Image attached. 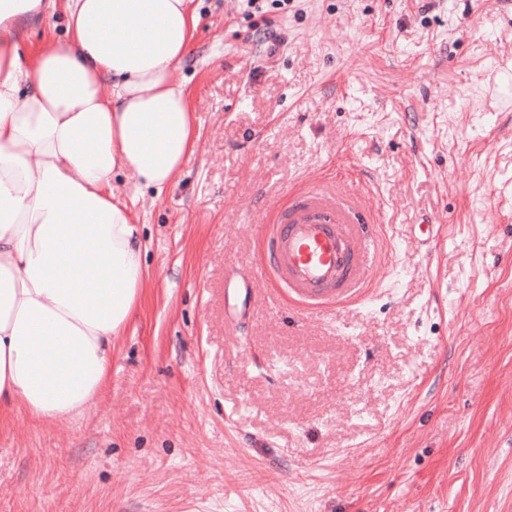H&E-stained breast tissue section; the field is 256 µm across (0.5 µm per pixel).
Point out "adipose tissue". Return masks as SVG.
I'll return each instance as SVG.
<instances>
[{
    "label": "adipose tissue",
    "mask_w": 512,
    "mask_h": 512,
    "mask_svg": "<svg viewBox=\"0 0 512 512\" xmlns=\"http://www.w3.org/2000/svg\"><path fill=\"white\" fill-rule=\"evenodd\" d=\"M59 11L66 43L21 53ZM197 24L193 0H0V415L73 417L103 391L147 251L112 174L160 194L194 152L170 76Z\"/></svg>",
    "instance_id": "ef3b65f1"
}]
</instances>
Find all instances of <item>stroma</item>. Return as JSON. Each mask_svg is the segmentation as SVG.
I'll return each mask as SVG.
<instances>
[{"instance_id":"35a3bbf8","label":"stroma","mask_w":512,"mask_h":512,"mask_svg":"<svg viewBox=\"0 0 512 512\" xmlns=\"http://www.w3.org/2000/svg\"><path fill=\"white\" fill-rule=\"evenodd\" d=\"M193 4L197 147L112 176L137 316L83 415L0 422V512H512V0ZM321 181L382 265L303 313L261 228Z\"/></svg>"}]
</instances>
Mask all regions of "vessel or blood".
Masks as SVG:
<instances>
[{"label": "vessel or blood", "instance_id": "vessel-or-blood-1", "mask_svg": "<svg viewBox=\"0 0 512 512\" xmlns=\"http://www.w3.org/2000/svg\"><path fill=\"white\" fill-rule=\"evenodd\" d=\"M268 268L305 307L341 304L371 280L377 241L370 217L326 184L294 196L263 227Z\"/></svg>", "mask_w": 512, "mask_h": 512}]
</instances>
